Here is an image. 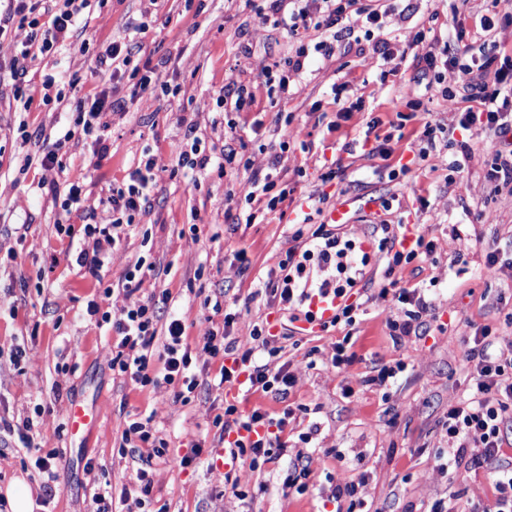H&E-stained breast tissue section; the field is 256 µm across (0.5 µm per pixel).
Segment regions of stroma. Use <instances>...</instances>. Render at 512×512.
<instances>
[{
	"mask_svg": "<svg viewBox=\"0 0 512 512\" xmlns=\"http://www.w3.org/2000/svg\"><path fill=\"white\" fill-rule=\"evenodd\" d=\"M203 4L198 13L185 0H92L80 19L89 51L71 46L38 56L30 67L35 76L51 74L63 84L78 78L63 103L23 109L9 74L0 75V417L14 423L34 418L32 447L0 432V498L21 479L30 489L32 512H89L92 486H108L114 512H122L121 492L132 487L141 460L121 453L119 446L127 418L138 414L152 417L169 440V462L154 466L152 512H336V502L317 490L330 475L364 479L375 512H420L423 504L453 493L459 497L458 512L470 501L492 502L486 465L456 479L442 474L435 459L439 422L471 380L465 354L474 328L489 326L502 342H512V285L480 273L489 247L512 246V202L493 196L483 183L486 137L469 135L471 158L449 150V159L459 160L460 168L451 175L454 185H446L449 175L436 167L434 158H420L406 143L421 134L424 112L448 123L465 110V103L445 100L438 84L421 79L414 51L384 61L370 49L356 47L329 60H313L295 94L281 104L280 110L294 116L290 127H282L268 105L262 68L287 56V40L274 29L257 27L243 0ZM410 4L404 19L391 28L396 43L431 28L441 36H457L458 50L474 55L484 42L480 15L512 9V0H471L466 7L458 0ZM147 11L154 21L138 36L143 54L179 85L177 96L159 99L133 91L128 81H111L96 63L97 52L122 36L129 20ZM245 45L250 55L242 54ZM384 71L390 74L387 89L373 96ZM231 74L249 84L256 96L252 110L235 117L240 155L251 157L262 144L290 142L287 178L294 192L288 214L299 211L309 193L320 188L333 197L382 196L392 202L388 220L413 224L415 233L434 241L436 248L420 275L407 269L389 275L385 263L373 261L366 269V288L375 292L391 280L410 288L441 272L448 276L426 319L425 334L402 344L389 337L388 321L399 308L391 297L361 305L353 325L313 335L293 329L282 339V359L297 378L294 388L284 398L256 392L249 399L275 419L285 410L297 411L294 429L282 435L288 445H296L309 425L319 424V445L310 449L307 461L315 486L302 494L284 490L293 471L286 454L255 469L236 465L226 479L215 476L209 465L219 448L212 421L224 411V389L220 360L200 353L205 330L225 325L229 313L234 318L231 336L244 340L262 318L289 319L287 311L253 296L251 288L254 278L277 270L284 259L286 225L274 219L239 224L228 213L224 195L247 189L248 172L224 177L211 170L195 188L178 164L176 146L187 126H196L207 143L223 145L224 127L214 121L215 99ZM407 82L415 85L419 107L409 105L400 92ZM335 83L344 87L337 98L331 95ZM104 88L123 104L106 116L107 153L100 156L90 146L71 142L63 150L61 167L42 168L37 157L68 127L74 101ZM355 101L361 109L340 117V109ZM316 102L321 105L317 115L311 112ZM374 118L380 124L369 140L365 131ZM333 121L338 124L334 130L329 127ZM22 122L31 134L26 142L17 138ZM389 132L402 133V141L390 142L389 157L370 158L376 137ZM147 147L164 167L153 207L139 224L121 231L100 279H92L76 265L69 240L82 238L84 215H93L99 224L108 222L98 205L100 195L127 179ZM27 156L33 159L28 167L23 164ZM326 160L335 163L336 177L325 186L320 176ZM380 166L398 169L397 179L374 175ZM43 179L62 186L84 184L82 211L69 218L73 237L57 234L55 223L64 216L51 194L39 189ZM12 251L18 254L13 262L7 258ZM141 257L159 268L145 274L142 297L160 317L182 318L187 342L199 355L200 385L186 402L177 397L176 387L142 389L113 377L108 361L116 338L86 314L98 285L120 284L126 268ZM221 293L226 312L205 306L206 297ZM346 335L351 338L349 361L333 368V345ZM18 347L25 356L16 366L10 355ZM399 363L405 369L389 391L369 384L376 367ZM73 404L100 412L88 435L74 436L64 427ZM196 444L199 458L180 466V457ZM53 448L60 455L47 493L34 462ZM338 448L345 450L344 458H336ZM230 481L246 491V500L227 489Z\"/></svg>",
	"mask_w": 512,
	"mask_h": 512,
	"instance_id": "stroma-1",
	"label": "stroma"
}]
</instances>
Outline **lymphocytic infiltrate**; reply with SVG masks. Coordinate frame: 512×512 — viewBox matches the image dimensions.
Instances as JSON below:
<instances>
[{"label":"lymphocytic infiltrate","mask_w":512,"mask_h":512,"mask_svg":"<svg viewBox=\"0 0 512 512\" xmlns=\"http://www.w3.org/2000/svg\"><path fill=\"white\" fill-rule=\"evenodd\" d=\"M0 9V36L18 30L23 32L21 48L10 62L15 96L24 108L34 103L50 104L64 101L65 94L55 91L53 75L35 79L29 75V64L37 56L70 46L78 29V18L89 0H5ZM252 7L259 26L281 31L293 45L288 56L267 66L263 71L270 107H278L290 95L298 77L312 62L313 55L329 59L340 50L342 41L363 30L372 41L373 52L389 59L393 47L384 31L399 15L395 0H245ZM425 31H418L408 41V48L424 47ZM425 49V47H424ZM140 47L124 37L112 42L96 56L99 67L112 79L133 81L136 88L164 97L177 95L178 85L159 73L150 63L138 64L134 58ZM425 72L431 73L442 87L443 96L459 90L468 108L456 115V124L463 129L476 128L490 141L492 159L484 180L494 193L512 199V61L498 62L496 55L483 53L481 59L461 62L450 44L439 50L425 49L420 57ZM255 96L250 86L231 78L225 82L216 98L223 110L224 147L214 150L188 128L181 142L179 166L192 175L204 174L214 168L220 175L238 170L249 173V188L242 197L226 193V203L235 204L239 220L260 224L270 216H285L284 204L293 190L283 174L288 169V141L279 145H263L254 159H242L238 154L237 124L234 114L250 111ZM118 100L107 91L93 97L76 100L73 124L64 135L43 152L40 164L51 170L59 164V153L72 139L91 141L96 152H106L104 131L106 113L117 111ZM162 166L157 155L143 151L137 167L128 180L110 188L100 203L111 215L107 224H88L85 237L93 241L92 248L83 243L73 244L74 259L90 274H97L108 261L116 244L115 230L138 223L140 216L152 207L154 191ZM291 247L279 263L280 277L257 280L259 292L277 300L279 305L309 307L312 297L333 294L344 304L336 315L337 321L355 322L356 303L350 296L363 278L371 254L362 239L340 235L336 230L318 226L305 232L304 221L293 220ZM379 236L378 250L387 263L388 271L429 256L434 242L417 237L410 247L398 244L395 227L388 221L374 225ZM142 263L127 270L119 289L105 287L99 301L89 302L87 313L95 317L98 326L108 327L118 338L109 367L114 376L129 379L136 385L179 386L181 394H192L199 385L193 356L185 337V327L179 318L161 322L151 302L140 297L143 278ZM429 288L415 286L392 292L381 288L380 297L394 296L401 303V314L388 323L394 342L420 335L426 316L435 308ZM120 296L117 312L104 310L103 305L113 296ZM270 324L255 325L251 340L239 343L226 331L208 329L203 336L202 351L210 357H223L220 384L240 386L247 392L287 395L296 384L288 364L281 361V349ZM161 361L162 369H152L153 361ZM466 361L472 372V382L441 423L443 445L436 453L441 472L458 474L465 458L491 467L495 497L492 504H475L470 512H512V464L502 462L506 443L503 427L512 419V345H501L489 327L475 330ZM287 418L273 419L266 410L253 408L241 413L228 402L224 414L214 426L220 436L230 437V453L234 459L251 468L273 462L284 450L280 432ZM123 445L150 449L152 456L164 458L168 441L152 418L128 420L122 434Z\"/></svg>","instance_id":"lymphocytic-infiltrate-1"}]
</instances>
